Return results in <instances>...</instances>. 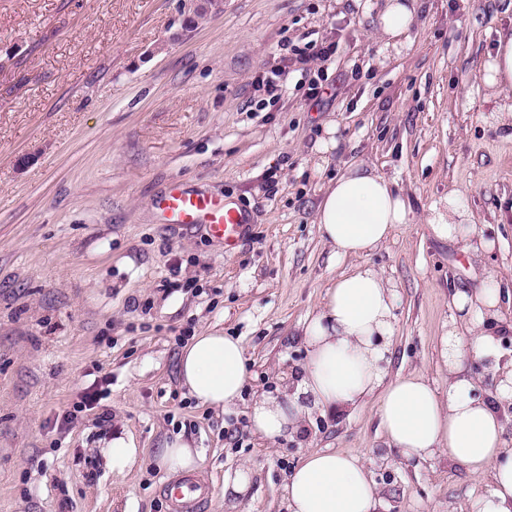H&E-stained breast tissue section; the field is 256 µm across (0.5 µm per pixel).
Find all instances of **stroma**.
<instances>
[{"label":"stroma","instance_id":"obj_1","mask_svg":"<svg viewBox=\"0 0 512 512\" xmlns=\"http://www.w3.org/2000/svg\"><path fill=\"white\" fill-rule=\"evenodd\" d=\"M384 4L221 0L191 28L189 0H0V512H169L154 455L179 433L204 451L203 512H285L288 475L321 449L365 455L380 512H474L489 494L447 456L388 447L371 402L274 443L245 414L297 382L306 318L358 265L399 294L391 375L438 386L453 292L492 269L512 294V130L499 121L512 92L484 81L512 0H412L397 46L381 36ZM305 36L336 42L335 55L292 66L279 99L253 111L283 42ZM362 161L397 184L414 221L339 259L315 210ZM175 180L248 212L245 237L228 250L164 223L154 201ZM452 191L494 244L485 266L429 232ZM186 330L241 341L245 401L231 412L181 388ZM92 394L99 407L59 430ZM116 433L138 450L121 479L101 453ZM242 469L244 494L226 496L225 475Z\"/></svg>","mask_w":512,"mask_h":512}]
</instances>
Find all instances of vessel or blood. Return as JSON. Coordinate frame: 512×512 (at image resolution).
Segmentation results:
<instances>
[{
	"instance_id": "1",
	"label": "vessel or blood",
	"mask_w": 512,
	"mask_h": 512,
	"mask_svg": "<svg viewBox=\"0 0 512 512\" xmlns=\"http://www.w3.org/2000/svg\"><path fill=\"white\" fill-rule=\"evenodd\" d=\"M165 223L179 226H200L224 246H235L250 223L249 214L232 206L224 198L191 190L180 181H172L154 201ZM163 493L171 512H198L210 489L197 478L186 477L166 484Z\"/></svg>"
}]
</instances>
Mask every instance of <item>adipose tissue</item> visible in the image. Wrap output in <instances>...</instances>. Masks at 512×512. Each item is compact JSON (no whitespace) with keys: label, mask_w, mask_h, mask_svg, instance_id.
Listing matches in <instances>:
<instances>
[{"label":"adipose tissue","mask_w":512,"mask_h":512,"mask_svg":"<svg viewBox=\"0 0 512 512\" xmlns=\"http://www.w3.org/2000/svg\"><path fill=\"white\" fill-rule=\"evenodd\" d=\"M413 214L394 183L369 164L344 168L332 179L317 207L323 240L341 257L379 249L396 225ZM432 236L458 241L468 262H484L486 245L475 239L460 193H450L428 222ZM397 292L376 269L362 266L339 277L326 291L319 312L304 327L307 360L292 392L255 399L249 418L269 441L302 430L313 413L341 414L378 396L379 426L392 447L409 458L447 456L476 477H489L492 490L478 512H512V448L504 441L500 408L512 404V371L488 398L476 395L470 364L497 358L505 323L502 290L495 274L478 289L452 298L457 315L439 338L448 372L446 390L420 377H390L387 368ZM178 377L188 394L214 409H232L241 397L245 359L241 342L214 331L192 338L181 351ZM202 449L182 436L165 441L156 462L170 473L194 472ZM287 512H377L381 490L366 461L356 454L310 451L284 486Z\"/></svg>","instance_id":"1"}]
</instances>
